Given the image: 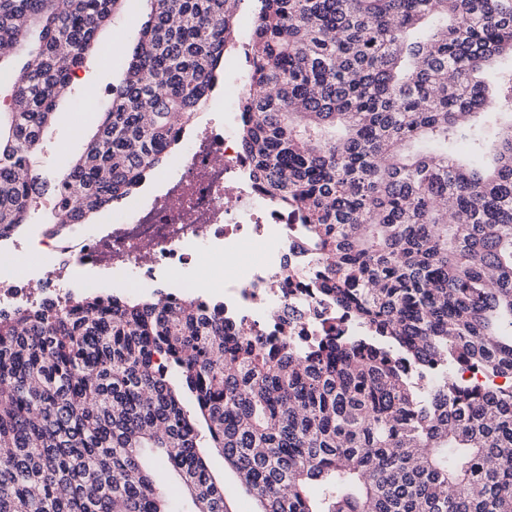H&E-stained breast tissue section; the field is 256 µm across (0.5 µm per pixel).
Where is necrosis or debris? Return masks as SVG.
Returning <instances> with one entry per match:
<instances>
[{
    "label": "necrosis or debris",
    "mask_w": 512,
    "mask_h": 512,
    "mask_svg": "<svg viewBox=\"0 0 512 512\" xmlns=\"http://www.w3.org/2000/svg\"><path fill=\"white\" fill-rule=\"evenodd\" d=\"M239 99V87L228 84L210 100L205 120L181 133L182 149L157 174L155 193L123 199L76 234L14 242V250L39 251L46 260L38 271L21 263L0 272V307L61 305L74 288L115 281L148 294L163 284L171 299L188 289L204 299L221 293L227 320L271 340L366 334L367 326L323 293L306 225L254 180L230 121ZM247 242L260 246L261 255L244 265Z\"/></svg>",
    "instance_id": "necrosis-or-debris-1"
}]
</instances>
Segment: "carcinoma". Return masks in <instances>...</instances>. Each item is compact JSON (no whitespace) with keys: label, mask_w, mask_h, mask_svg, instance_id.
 Returning a JSON list of instances; mask_svg holds the SVG:
<instances>
[{"label":"carcinoma","mask_w":512,"mask_h":512,"mask_svg":"<svg viewBox=\"0 0 512 512\" xmlns=\"http://www.w3.org/2000/svg\"><path fill=\"white\" fill-rule=\"evenodd\" d=\"M125 0H0V239L50 195L84 224L167 161L224 69L230 0H147L98 131L35 158L57 100ZM240 143L299 214L336 305L371 331L274 347L198 297L74 295L0 309V512H512V0H259ZM36 39L18 71L1 66ZM318 486L321 493L310 495ZM208 463L217 480L224 484L225 495L233 512H256L258 510L254 498L245 492L237 476L224 466V458L215 451H211Z\"/></svg>","instance_id":"1"}]
</instances>
